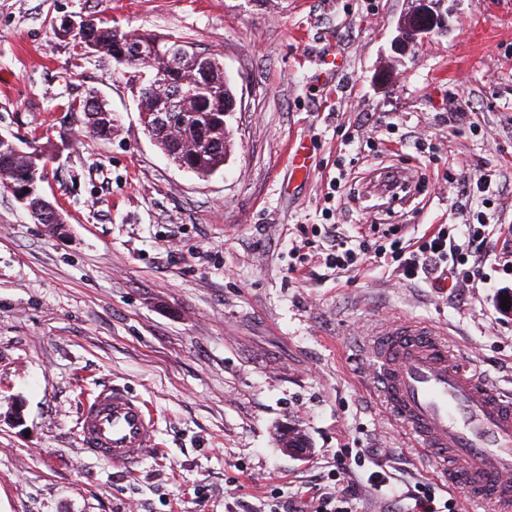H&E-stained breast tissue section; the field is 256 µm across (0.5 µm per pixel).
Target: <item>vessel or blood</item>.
<instances>
[{
    "mask_svg": "<svg viewBox=\"0 0 512 512\" xmlns=\"http://www.w3.org/2000/svg\"><path fill=\"white\" fill-rule=\"evenodd\" d=\"M372 367L390 414L439 464L450 485L493 512H512V390L479 379L430 329L401 322L376 339ZM82 446L131 465L157 445L148 403L112 387L84 403Z\"/></svg>",
    "mask_w": 512,
    "mask_h": 512,
    "instance_id": "obj_1",
    "label": "vessel or blood"
}]
</instances>
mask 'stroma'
I'll return each mask as SVG.
<instances>
[{
    "label": "stroma",
    "instance_id": "1",
    "mask_svg": "<svg viewBox=\"0 0 512 512\" xmlns=\"http://www.w3.org/2000/svg\"><path fill=\"white\" fill-rule=\"evenodd\" d=\"M416 0H0V135L58 151L41 183L66 224L35 223L0 190V512H286L355 490L351 512H411L415 485L453 512L470 503L388 413L370 347L389 323L436 331L450 351L512 388V235L491 239L478 287L406 282L370 265L327 268L328 182L358 154L347 234L371 224L418 239L459 224L452 163L512 175V0H437L442 31L396 50ZM65 15L175 34L219 55L240 107L224 167H177L148 135L124 80L54 34ZM331 51L344 67L322 72ZM469 99L449 127L453 96ZM99 97L118 136L83 128L69 101ZM386 117L391 128L375 127ZM374 139L362 153L346 136ZM432 140L428 160L405 140ZM304 142L308 176L287 147ZM408 169L422 208L396 205L380 173ZM116 385L149 403L159 445L113 465L81 448L82 402ZM299 428L306 456L280 433ZM380 451L396 497L354 457Z\"/></svg>",
    "mask_w": 512,
    "mask_h": 512
}]
</instances>
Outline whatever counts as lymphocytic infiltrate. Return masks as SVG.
Wrapping results in <instances>:
<instances>
[{
  "mask_svg": "<svg viewBox=\"0 0 512 512\" xmlns=\"http://www.w3.org/2000/svg\"><path fill=\"white\" fill-rule=\"evenodd\" d=\"M457 182L477 206L475 223L438 227L423 234L418 243L404 240L394 227L386 233L384 243L378 245L361 236L344 234L341 225L334 224L327 230L331 246L325 257L326 266L352 273L365 263L388 258L398 263L409 281L427 280L439 273L451 279L455 287L466 288L480 280L485 229L499 222L489 196L492 177L483 173L475 178L462 172Z\"/></svg>",
  "mask_w": 512,
  "mask_h": 512,
  "instance_id": "1",
  "label": "lymphocytic infiltrate"
}]
</instances>
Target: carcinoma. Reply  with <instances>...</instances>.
I'll return each mask as SVG.
<instances>
[{
  "label": "carcinoma",
  "instance_id": "cac0c4a2",
  "mask_svg": "<svg viewBox=\"0 0 512 512\" xmlns=\"http://www.w3.org/2000/svg\"><path fill=\"white\" fill-rule=\"evenodd\" d=\"M76 49L89 42V53H100L112 61L113 71L122 77H141L138 109L148 134L157 146L179 167L198 176H208L224 167L228 129L226 114L235 110V90L224 75L221 58L207 59L208 74H203L194 61L193 43L177 46L163 35L137 31H121L94 18L87 30L69 37ZM182 96L187 106L175 113L177 134L154 126L155 114L166 112L171 99ZM71 110L83 113L88 134L110 139L119 132L112 108L96 97L72 101ZM52 159V152L40 146L24 149L11 140H0V189L14 192L30 187L32 199L41 196L35 180ZM35 216L40 224H62L64 220L49 200Z\"/></svg>",
  "mask_w": 512,
  "mask_h": 512
}]
</instances>
